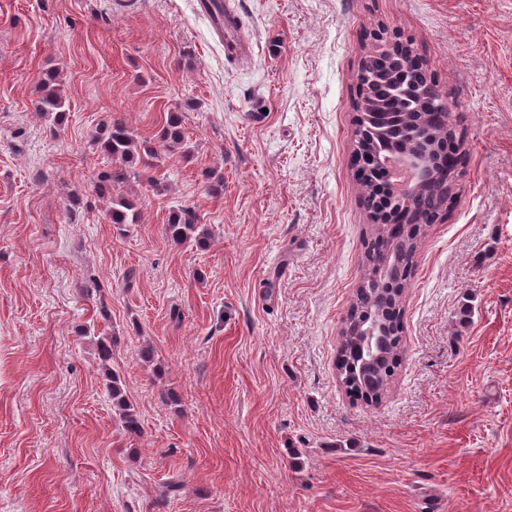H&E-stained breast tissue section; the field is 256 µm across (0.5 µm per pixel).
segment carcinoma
Returning a JSON list of instances; mask_svg holds the SVG:
<instances>
[{
	"label": "carcinoma",
	"instance_id": "cac0c4a2",
	"mask_svg": "<svg viewBox=\"0 0 512 512\" xmlns=\"http://www.w3.org/2000/svg\"><path fill=\"white\" fill-rule=\"evenodd\" d=\"M422 61L413 50L396 63L397 69L406 71L408 93L393 96V88L387 83V66L384 60H374L369 77L358 74L359 95H374L384 102L385 111L402 116L398 122H390L376 128V133L364 137L355 131V150L351 165L354 169L367 168L374 164L378 148L387 146L386 155L399 151L405 142L416 138L420 116L413 111L419 93L425 88L437 85L434 74L423 71ZM40 95L34 107L42 118L50 123L54 131L64 123L69 108L66 98L55 86L54 76L42 80ZM436 143L448 147L463 162L466 154L458 125L452 116L436 117L430 113L428 123ZM157 146L138 140L123 121H114L106 126L104 134L97 138L101 149L112 159V167L100 176L99 190L108 194L111 207L108 217L113 224H137L140 211L126 189L144 178L152 186L160 185L149 172L160 166L159 150L173 151L182 148L185 136L177 113L169 112L156 135ZM456 169L436 168V180L432 186L421 190L406 206L409 227L403 231L390 229L383 224L387 199L390 193L387 185L379 186L364 177H356L359 185L358 203L365 212L370 234L362 256V277L356 288L347 315L343 321L338 346L336 370L345 393L366 404L379 403L392 382L401 362L404 325L403 294L387 292L386 280L381 278L382 264L389 250L398 253L402 287L409 285L415 257L421 240L433 224L449 214L458 201ZM168 238L174 243L195 240L202 244L210 238L206 229L196 222V214L189 207L172 211L166 225ZM385 315L386 335L381 345L368 351L360 329L377 314ZM99 358L107 377V389L112 396V412L121 428L130 435H139L142 425L134 405L126 398L119 374L108 362L112 358L111 345L99 341Z\"/></svg>",
	"mask_w": 512,
	"mask_h": 512
}]
</instances>
